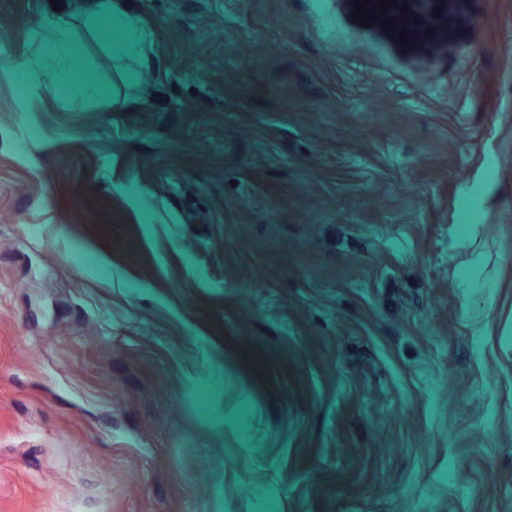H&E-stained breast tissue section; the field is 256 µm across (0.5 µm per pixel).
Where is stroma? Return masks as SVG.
Listing matches in <instances>:
<instances>
[{"label":"stroma","instance_id":"1","mask_svg":"<svg viewBox=\"0 0 512 512\" xmlns=\"http://www.w3.org/2000/svg\"><path fill=\"white\" fill-rule=\"evenodd\" d=\"M129 101L0 0V512H500L512 0H121ZM78 32L112 57L124 88L139 85L142 65L153 49L150 30L137 15L122 8L118 0H92L85 10L54 16L45 29L39 51L43 57L37 62L51 88L77 84L85 100L109 97V89L89 77L85 57L75 48ZM420 2L414 0H392L391 9L397 11L406 28L435 30L441 15L435 10H428L419 6ZM409 7L408 14L401 12V6Z\"/></svg>","mask_w":512,"mask_h":512}]
</instances>
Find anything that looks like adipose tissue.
<instances>
[{
	"instance_id": "adipose-tissue-1",
	"label": "adipose tissue",
	"mask_w": 512,
	"mask_h": 512,
	"mask_svg": "<svg viewBox=\"0 0 512 512\" xmlns=\"http://www.w3.org/2000/svg\"><path fill=\"white\" fill-rule=\"evenodd\" d=\"M84 34L112 58L119 79L113 87L88 75L84 55L74 45L76 34ZM153 49L150 30L141 19L122 8L119 0H91L82 11L54 16L42 37L39 63L50 87L78 85L84 99L97 101L122 89L137 87L142 66Z\"/></svg>"
}]
</instances>
